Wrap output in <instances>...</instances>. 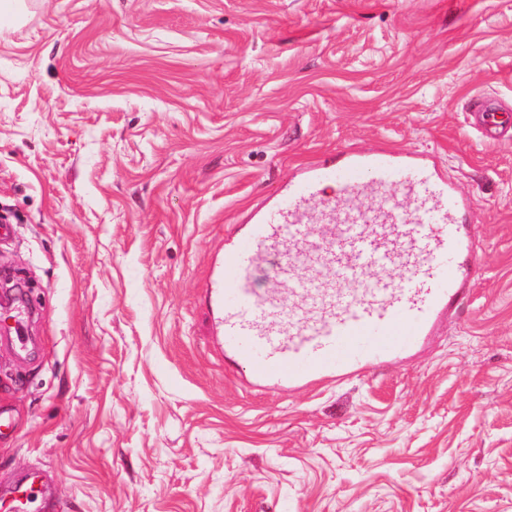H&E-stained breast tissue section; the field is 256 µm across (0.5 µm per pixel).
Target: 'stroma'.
I'll return each instance as SVG.
<instances>
[{
  "mask_svg": "<svg viewBox=\"0 0 512 512\" xmlns=\"http://www.w3.org/2000/svg\"><path fill=\"white\" fill-rule=\"evenodd\" d=\"M512 0H26L0 32V497L66 512H512ZM386 149L469 202L475 274L409 353L292 389L204 290L308 165ZM13 496V512H29L33 504L42 494L41 487L35 478L17 484L11 491Z\"/></svg>",
  "mask_w": 512,
  "mask_h": 512,
  "instance_id": "stroma-1",
  "label": "stroma"
}]
</instances>
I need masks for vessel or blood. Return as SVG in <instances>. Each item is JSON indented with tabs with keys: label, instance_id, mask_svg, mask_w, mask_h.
I'll list each match as a JSON object with an SVG mask.
<instances>
[{
	"label": "vessel or blood",
	"instance_id": "obj_1",
	"mask_svg": "<svg viewBox=\"0 0 512 512\" xmlns=\"http://www.w3.org/2000/svg\"><path fill=\"white\" fill-rule=\"evenodd\" d=\"M337 195L325 197L327 183ZM392 192L418 201L414 213L385 205L363 210L362 192ZM321 199L327 235L311 240L305 206ZM465 201L418 162L390 151L346 152L340 166H308L251 217L246 234L225 246L207 300L223 320L224 353L256 382L297 386L347 376L414 349L436 318L464 297L463 276L475 270L472 236L460 224ZM278 253L299 300L312 311L285 312L274 289L259 287L264 255ZM397 267L398 283L363 279L365 266ZM334 279L303 278L307 267ZM36 480L11 491L14 512H29L41 495Z\"/></svg>",
	"mask_w": 512,
	"mask_h": 512
}]
</instances>
